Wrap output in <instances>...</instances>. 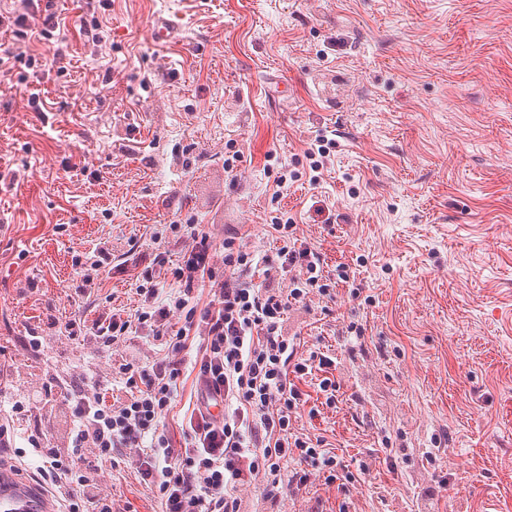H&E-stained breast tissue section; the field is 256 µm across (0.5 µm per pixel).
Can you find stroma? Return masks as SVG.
I'll list each match as a JSON object with an SVG mask.
<instances>
[{
  "instance_id": "stroma-1",
  "label": "stroma",
  "mask_w": 512,
  "mask_h": 512,
  "mask_svg": "<svg viewBox=\"0 0 512 512\" xmlns=\"http://www.w3.org/2000/svg\"><path fill=\"white\" fill-rule=\"evenodd\" d=\"M52 10V42L21 47L0 28V57L39 60L0 70V425L14 432L0 456L30 446L34 420L14 402L82 367L115 379L117 364L159 354L139 338L110 358L79 338L26 348L48 316L73 312L75 259L112 253L92 321L138 308L135 269L113 270L125 255L177 260L150 233L178 213L198 217L213 249L235 233L272 249V151L298 176L281 201L298 236L351 280L284 324L301 352L336 359L335 407L296 428L357 475L349 512H512V0ZM158 16L172 39L153 36ZM319 136L334 146L313 187L305 152ZM99 480L116 512H159L133 469L106 464ZM336 494L316 478L281 510L334 512Z\"/></svg>"
}]
</instances>
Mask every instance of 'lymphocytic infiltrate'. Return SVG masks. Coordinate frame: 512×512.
<instances>
[{
  "label": "lymphocytic infiltrate",
  "instance_id": "f902f5d3",
  "mask_svg": "<svg viewBox=\"0 0 512 512\" xmlns=\"http://www.w3.org/2000/svg\"><path fill=\"white\" fill-rule=\"evenodd\" d=\"M11 15L16 40L37 33L51 41L59 23L39 14L36 0H21ZM286 210L271 218L269 233L280 246L276 258L257 255L236 237L213 250L210 235L195 215L154 230L153 241L171 232L183 252L180 263L156 258L136 277L141 298L134 314L87 321L82 311L110 257L99 249L81 265L78 309L65 320L51 318L47 334L84 336L109 354L137 335L159 342L164 356L150 368L123 363L125 395L108 400L98 375L59 380L56 405L69 424L67 447L32 440L42 464L38 474L60 500L62 512H112V495L98 481L105 463H129L161 504V512H240L241 487L260 484L270 508L284 494L295 495L313 474L334 484L342 464L324 439L295 431L294 421L309 401L300 387L317 376L326 407H334L339 385L336 363L313 351L299 355L283 319L311 293L329 294L347 280L344 266L326 270L319 252L296 234ZM46 334V335H47ZM195 369L199 403L171 434L163 418L186 369ZM223 402L224 414L210 407Z\"/></svg>",
  "mask_w": 512,
  "mask_h": 512
}]
</instances>
